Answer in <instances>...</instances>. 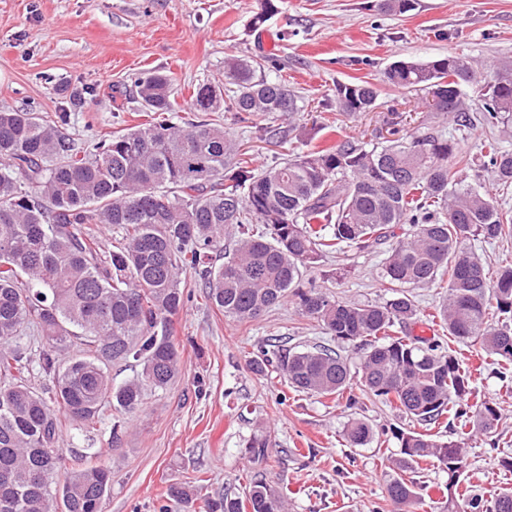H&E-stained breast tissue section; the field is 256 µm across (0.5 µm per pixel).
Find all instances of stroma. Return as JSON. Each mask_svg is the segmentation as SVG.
<instances>
[{"mask_svg": "<svg viewBox=\"0 0 512 512\" xmlns=\"http://www.w3.org/2000/svg\"><path fill=\"white\" fill-rule=\"evenodd\" d=\"M372 0H275L263 27L253 24L262 0H0V108L30 110L59 121L61 131L85 148L99 138L151 121L137 95V79L160 72L175 79L180 106L175 121L195 122L194 88L224 82L225 58L264 60L262 76L288 84L302 111L239 121L213 115L245 152L251 167L266 169L282 158L351 140L368 147L409 140L433 129L451 135L447 121L425 111L423 91L390 86L385 74L398 61L441 56L471 59L491 77L512 60V0H414L401 14L371 9ZM367 81L379 90L373 111L340 112L335 88ZM394 238L368 250L347 248L324 256L304 273L314 287L350 304L380 303V282ZM191 299L174 324L180 376L145 392L132 416L108 409L97 431L67 427V458L97 451L112 470L104 512H162L174 484L200 481L215 497L244 495L254 472L287 494L291 512H396L386 493L387 458L397 448L393 430L415 428L395 403L364 394L359 375L349 389L354 406L290 388L282 373L261 376L250 357L271 337L306 349L330 343L318 322L301 314L296 297L263 317L241 322L205 297L194 275L183 278ZM413 328L442 337L473 371L479 399L499 403L494 433L468 447V482L489 496L512 487V473L498 459L512 453V379L500 380L479 348L454 341L436 317L440 288H416ZM369 423L375 436L350 446V420ZM271 434L270 458L253 464L247 446L258 431ZM120 443H113V433Z\"/></svg>", "mask_w": 512, "mask_h": 512, "instance_id": "35a3bbf8", "label": "stroma"}]
</instances>
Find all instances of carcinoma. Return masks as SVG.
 <instances>
[{
  "instance_id": "1",
  "label": "carcinoma",
  "mask_w": 512,
  "mask_h": 512,
  "mask_svg": "<svg viewBox=\"0 0 512 512\" xmlns=\"http://www.w3.org/2000/svg\"><path fill=\"white\" fill-rule=\"evenodd\" d=\"M378 10L406 13L414 0H377ZM225 73L235 85L193 90L198 112L224 108L252 115L298 112L299 98L280 81L256 76V63L232 57ZM389 84L419 88L437 99L436 111L465 131L474 126L462 87L478 82L479 67L459 57L399 62ZM146 111H176L172 79L154 74L139 82ZM378 91L366 81L339 85L345 112H369ZM485 123L512 126V61L488 80L481 95ZM238 147L224 127L202 119L184 128L165 119L116 132L86 153L38 112L0 110V512H102L112 472L85 456L67 468L60 442L66 423L90 433L104 410L134 414L146 387L164 389L180 373L174 318L191 299L181 275L191 270L224 315L241 322L261 317L295 287L301 314L321 322L341 342L360 341L364 392L391 399L421 425L443 417L457 422L448 438L415 429L394 434L388 497L405 510L420 502L416 474L432 462L448 475L447 512H512V487L491 499L461 492L468 441L492 433L500 407L472 403V372L436 337L411 336L418 315L414 288L446 284L438 316L448 335L477 345L512 366V264L490 275L471 242L512 238V212L465 170L487 172L512 187V152L491 138L480 157L462 153L452 137L429 132L410 141L367 148L351 141L297 154L257 172L237 165ZM266 226L256 235L250 224ZM88 224L121 234L101 246ZM414 231L382 266L392 296L380 304H346L299 288L302 271L327 253L352 245L367 249ZM235 237L224 253V238ZM448 281H443V276ZM36 334L33 361L23 339ZM135 362L141 374L112 382V365ZM263 374L281 370L295 390L338 398L350 364L328 348L294 350L267 341L249 361ZM39 374L42 389L31 382ZM354 447L374 431L355 419ZM269 436L248 444L251 459H268ZM181 512H196L198 494L172 486ZM206 512H288V500L261 480L245 497L224 494Z\"/></svg>"
}]
</instances>
